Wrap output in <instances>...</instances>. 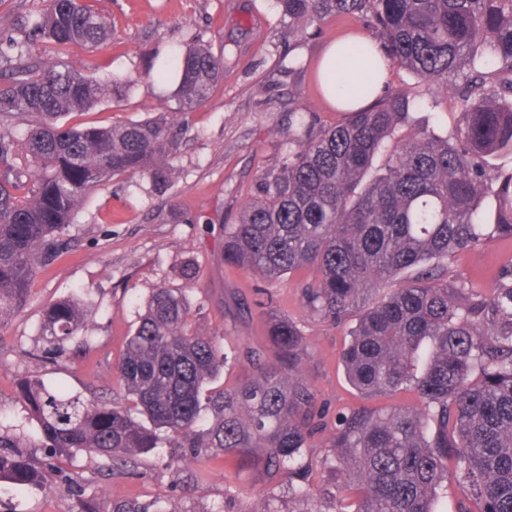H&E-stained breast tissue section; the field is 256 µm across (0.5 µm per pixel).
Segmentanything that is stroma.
<instances>
[{
	"label": "stroma",
	"instance_id": "1",
	"mask_svg": "<svg viewBox=\"0 0 512 512\" xmlns=\"http://www.w3.org/2000/svg\"><path fill=\"white\" fill-rule=\"evenodd\" d=\"M94 6L111 22L112 40L93 52L76 49L72 59L85 73L118 82L97 108L71 116V123L108 126L168 111L161 95L172 85L151 74L171 68L175 53L190 45L225 54L224 79L178 124L168 185L117 177L92 193L70 227L73 247L36 273L21 311L0 316V425L32 434L20 393L25 379L124 405L114 389V365L159 287L185 290L193 327L214 336L231 356L266 342L268 312L293 319L306 338L307 371L322 405L333 414L358 404L340 360L352 325L334 326L306 311L300 289L308 272L261 280L224 263V227L254 197L258 177L278 167L294 109L306 107L326 125L338 121L314 75L325 47L358 29V22L330 19L300 33L289 29L274 0H94ZM126 77L132 85H123ZM511 260L512 240L505 239L457 253L449 267L485 290ZM72 298L97 311L84 329L85 348L54 363L31 358L45 308ZM171 455V449H153L128 475L112 474L106 459L86 453L57 465L82 479L99 512L158 501L179 502L184 512L225 506L252 512L261 497L288 499L286 486L264 481L257 454L212 449L199 480L186 473L173 479L164 467ZM0 512H76V503L48 480L0 496Z\"/></svg>",
	"mask_w": 512,
	"mask_h": 512
}]
</instances>
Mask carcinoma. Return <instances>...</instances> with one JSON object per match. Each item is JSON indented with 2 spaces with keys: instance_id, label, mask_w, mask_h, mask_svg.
<instances>
[{
  "instance_id": "obj_1",
  "label": "carcinoma",
  "mask_w": 512,
  "mask_h": 512,
  "mask_svg": "<svg viewBox=\"0 0 512 512\" xmlns=\"http://www.w3.org/2000/svg\"><path fill=\"white\" fill-rule=\"evenodd\" d=\"M301 32L353 16L375 34L343 36L338 51L362 63L360 78L336 93L373 98L324 125L299 113L279 166L260 178L236 223L224 225V262L263 279L309 268L304 307L337 324L356 318L341 362L364 398L400 391L414 405L360 406L327 428L305 374L298 324L271 322L267 351L245 348L239 383L213 390L227 363L214 337L190 322L186 294L157 288L116 365L130 405L81 399L28 381L22 395L37 433L0 432V493L46 475L95 512L84 485L51 462L85 452L124 474L153 448H178L167 468L262 451L263 476L280 483L324 436L333 488L320 495L336 512H439L454 474L457 512H512V263L484 292L448 274L456 253L512 238V0H275ZM52 45L49 58L30 42ZM112 30L90 0H47L18 33L0 36V313L22 309L37 270L72 247L69 228L88 193L114 177L172 175L175 122L153 117L106 127L64 119L100 104L105 83L69 62L75 47L96 50ZM409 71L427 89L446 88L459 124L439 134L415 113L436 96L392 87L378 59ZM224 55L197 45L177 55L172 100L188 112L224 77ZM27 124L18 142L10 127ZM398 283L369 303L379 287ZM94 307L65 299L37 327L40 356L67 350ZM143 413L151 427L133 416ZM45 448L35 461L26 448ZM288 498L321 512L310 489L288 480Z\"/></svg>"
}]
</instances>
